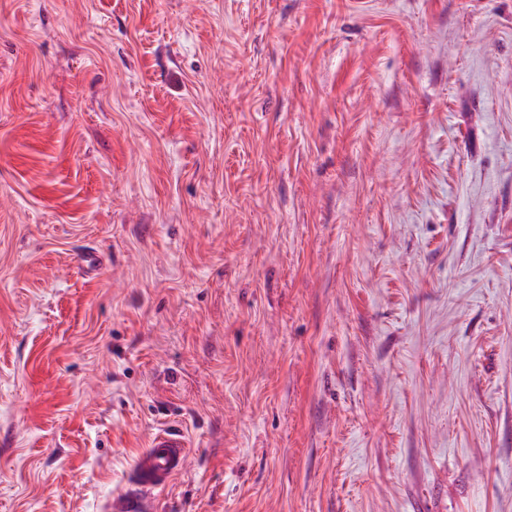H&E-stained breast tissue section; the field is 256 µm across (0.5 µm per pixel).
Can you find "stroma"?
I'll use <instances>...</instances> for the list:
<instances>
[{
  "label": "stroma",
  "instance_id": "obj_1",
  "mask_svg": "<svg viewBox=\"0 0 512 512\" xmlns=\"http://www.w3.org/2000/svg\"><path fill=\"white\" fill-rule=\"evenodd\" d=\"M512 512V0H0V512ZM135 457L130 470V487L112 496L105 512H145L153 508L154 491L167 488L186 468L189 444L173 430H159Z\"/></svg>",
  "mask_w": 512,
  "mask_h": 512
}]
</instances>
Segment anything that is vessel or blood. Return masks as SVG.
<instances>
[{"mask_svg":"<svg viewBox=\"0 0 512 512\" xmlns=\"http://www.w3.org/2000/svg\"><path fill=\"white\" fill-rule=\"evenodd\" d=\"M189 445L173 430H160L135 457L129 487L110 498L104 512H151L154 491L167 488L186 468Z\"/></svg>","mask_w":512,"mask_h":512,"instance_id":"b4317fda","label":"vessel or blood"}]
</instances>
